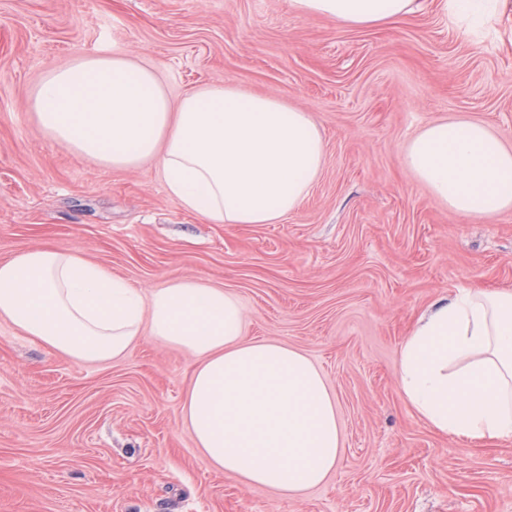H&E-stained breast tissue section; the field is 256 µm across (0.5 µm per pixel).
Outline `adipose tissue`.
<instances>
[{
    "mask_svg": "<svg viewBox=\"0 0 512 512\" xmlns=\"http://www.w3.org/2000/svg\"><path fill=\"white\" fill-rule=\"evenodd\" d=\"M303 16L350 28L413 11L415 0H292ZM51 139L97 165L155 163L169 195L212 224H274L320 177L325 143L311 113L270 95L207 84L171 99L155 72L124 54L76 57L30 96ZM403 161L450 212L512 208V148L473 121L438 120ZM0 318L45 350L117 361L150 338L196 356L183 416L215 469L297 495L340 457L336 400L299 349L245 334L239 300L195 278L142 294L83 255L48 247L0 261ZM397 375L415 413L472 440L512 437V292L468 288L404 337Z\"/></svg>",
    "mask_w": 512,
    "mask_h": 512,
    "instance_id": "ef3b65f1",
    "label": "adipose tissue"
}]
</instances>
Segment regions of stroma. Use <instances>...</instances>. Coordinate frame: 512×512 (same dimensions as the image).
I'll use <instances>...</instances> for the list:
<instances>
[{
  "instance_id": "35a3bbf8",
  "label": "stroma",
  "mask_w": 512,
  "mask_h": 512,
  "mask_svg": "<svg viewBox=\"0 0 512 512\" xmlns=\"http://www.w3.org/2000/svg\"><path fill=\"white\" fill-rule=\"evenodd\" d=\"M353 29L291 0H0V260L80 252L150 290L200 277L245 334L303 351L336 396V472L297 496L214 470L182 408L193 355L140 341L122 360L50 354L0 320V512H512V439L433 430L396 367L420 314L465 288L512 291V209L456 214L402 164L427 123L512 144V0L475 33L444 0ZM152 65L171 97L228 82L311 112L323 172L276 224H208L152 165L113 170L54 142L28 99L97 51Z\"/></svg>"
}]
</instances>
